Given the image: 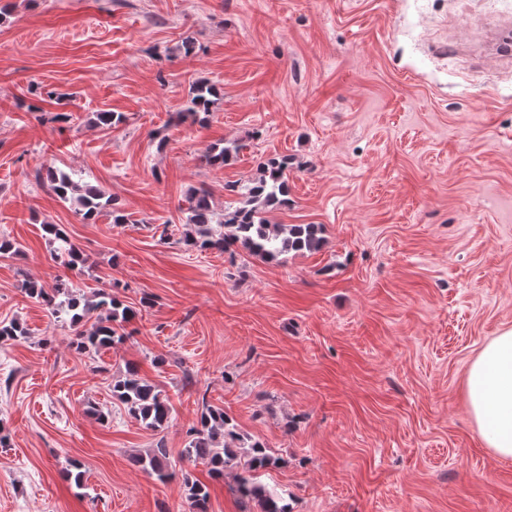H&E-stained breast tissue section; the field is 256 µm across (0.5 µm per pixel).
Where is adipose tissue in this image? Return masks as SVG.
Masks as SVG:
<instances>
[{"label":"adipose tissue","mask_w":512,"mask_h":512,"mask_svg":"<svg viewBox=\"0 0 512 512\" xmlns=\"http://www.w3.org/2000/svg\"><path fill=\"white\" fill-rule=\"evenodd\" d=\"M466 383L469 412L481 439L499 458H512V329L481 349Z\"/></svg>","instance_id":"ef3b65f1"}]
</instances>
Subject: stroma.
<instances>
[{"label": "stroma", "mask_w": 512, "mask_h": 512, "mask_svg": "<svg viewBox=\"0 0 512 512\" xmlns=\"http://www.w3.org/2000/svg\"><path fill=\"white\" fill-rule=\"evenodd\" d=\"M199 79L221 94L207 123L170 124ZM222 139L244 148L206 165ZM278 155L298 166L273 221L321 225L318 252L181 244L188 190L223 210ZM46 164L131 223L83 220ZM46 224L84 267L53 259ZM0 236L22 247L0 255V321L28 330L0 347V512H184L187 476L208 512H243L232 477L182 456L206 403L278 458L261 480L291 512H512V460L466 403L512 327V0H0ZM60 277L151 304L92 358L22 289ZM129 361L171 400L163 432L111 395ZM160 441L165 484L130 462Z\"/></svg>", "instance_id": "35a3bbf8"}]
</instances>
